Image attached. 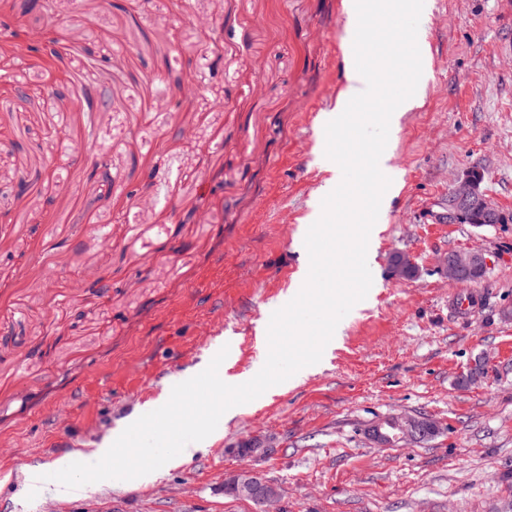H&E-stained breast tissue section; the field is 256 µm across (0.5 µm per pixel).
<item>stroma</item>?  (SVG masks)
<instances>
[{"instance_id":"stroma-1","label":"stroma","mask_w":512,"mask_h":512,"mask_svg":"<svg viewBox=\"0 0 512 512\" xmlns=\"http://www.w3.org/2000/svg\"><path fill=\"white\" fill-rule=\"evenodd\" d=\"M0 0V74L27 90L0 110V512H502L512 503V0H424L421 107L387 149L399 173L382 204L371 295L340 321L328 360L221 417L207 447L135 485L76 494L30 487L81 448L198 374L217 344L224 373L263 367L270 317L309 256L301 239L328 177L322 118L345 86L343 0ZM58 30L48 69L9 49L18 22ZM197 76L191 100L177 94ZM106 111H79L83 90ZM90 139L109 188L73 162ZM507 224L438 222L471 169ZM453 251L483 277L450 280ZM416 267L392 274L393 255ZM103 278L96 293L85 281ZM483 293L471 317L449 296ZM393 414L439 425L421 443L367 435ZM275 452L256 468L278 499L224 494L234 450ZM485 265V258L479 252H452L444 261L448 277L456 281H460L464 275L473 273L479 268H485Z\"/></svg>"}]
</instances>
